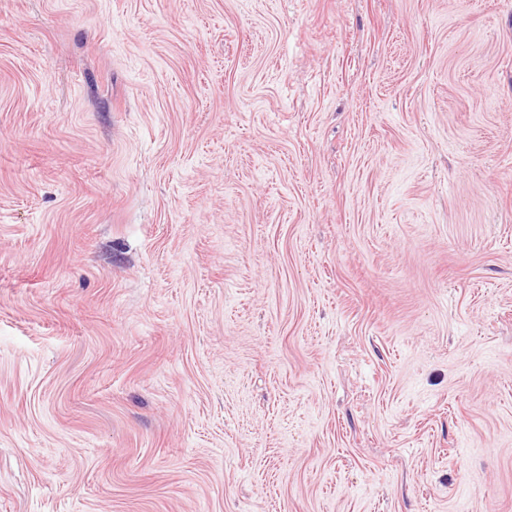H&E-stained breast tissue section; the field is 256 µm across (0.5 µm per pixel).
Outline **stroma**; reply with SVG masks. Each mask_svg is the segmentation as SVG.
<instances>
[{
	"mask_svg": "<svg viewBox=\"0 0 512 512\" xmlns=\"http://www.w3.org/2000/svg\"><path fill=\"white\" fill-rule=\"evenodd\" d=\"M0 512H512V0H0Z\"/></svg>",
	"mask_w": 512,
	"mask_h": 512,
	"instance_id": "35a3bbf8",
	"label": "stroma"
}]
</instances>
